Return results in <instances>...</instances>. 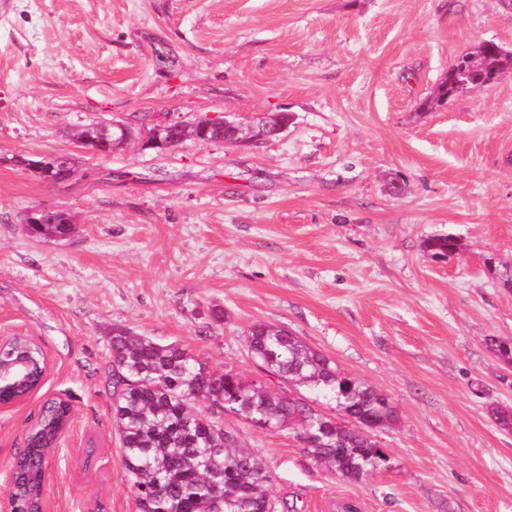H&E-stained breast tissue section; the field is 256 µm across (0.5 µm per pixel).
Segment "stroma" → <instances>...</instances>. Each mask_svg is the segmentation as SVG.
Here are the masks:
<instances>
[{
  "label": "stroma",
  "mask_w": 512,
  "mask_h": 512,
  "mask_svg": "<svg viewBox=\"0 0 512 512\" xmlns=\"http://www.w3.org/2000/svg\"><path fill=\"white\" fill-rule=\"evenodd\" d=\"M512 50L504 0H0V336L48 367L0 406V512L43 405L71 419L51 452L45 512H139L108 388L113 326L178 343L213 371L286 395L248 351L259 323L290 330L399 411L375 439L389 463L350 482L296 428L235 414L223 426L267 465L277 512H512V73L429 111L449 66L479 43ZM287 113L277 138H132L82 148L95 122ZM68 154L47 183L14 157ZM403 187L389 191L390 183ZM64 211L74 234H29ZM452 234L460 254L423 246ZM45 168L52 171L55 181L71 177L77 170L76 159L70 155H57L39 160ZM36 358L39 361V363H38V365H35L34 368L30 371V373L27 376V378H28L27 381L20 384L16 388V390L4 391V394H3L4 399L8 400L11 397H19V396L28 395L31 392H33L41 384L42 377H43V364H42L40 358L38 357V355H36ZM26 397L27 396L16 399V400L8 401V402L1 401V397H0V406L19 403V402L23 401Z\"/></svg>",
  "instance_id": "1"
}]
</instances>
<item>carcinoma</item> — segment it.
Wrapping results in <instances>:
<instances>
[{
    "label": "carcinoma",
    "mask_w": 512,
    "mask_h": 512,
    "mask_svg": "<svg viewBox=\"0 0 512 512\" xmlns=\"http://www.w3.org/2000/svg\"><path fill=\"white\" fill-rule=\"evenodd\" d=\"M511 71L512 51L485 42L455 61L422 108L448 101L461 81L468 88H480ZM100 136L97 125L88 124L77 139L95 148ZM41 162L56 181L77 170L76 159L70 155ZM27 229L55 239L63 233L72 235L75 224L68 213L61 212ZM424 247L433 257L446 259L459 251V241L450 234L438 235L426 240ZM247 343L266 372L335 401L341 420H323L308 409L305 400L246 383L230 371L212 373L177 343L163 345L124 327L112 328V422L140 512H271L270 471L262 459L240 447L233 434L224 430L220 420L226 413L254 424L299 426L308 454L350 482L353 478L346 471L351 467L362 468L368 477L384 465V451L362 436L355 423L395 420L396 408L390 399L342 373L334 361L286 329L255 325ZM42 377L40 363L27 381L4 392V399L30 394ZM69 413L65 403L49 408L16 456L19 506L27 512H38L44 479L41 461L60 436Z\"/></svg>",
    "instance_id": "cac0c4a2"
}]
</instances>
